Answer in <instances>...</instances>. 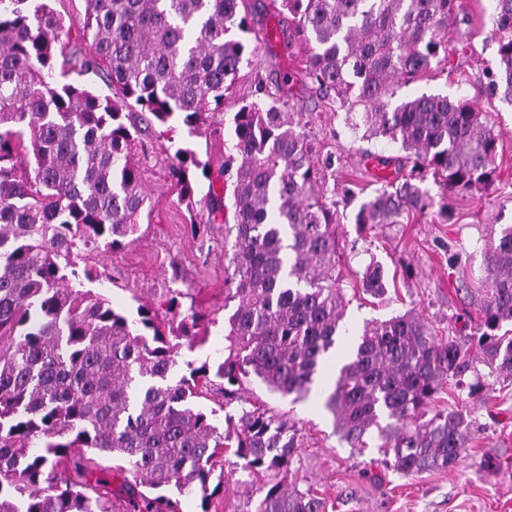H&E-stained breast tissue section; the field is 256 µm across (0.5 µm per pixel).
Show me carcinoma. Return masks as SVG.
Wrapping results in <instances>:
<instances>
[{
    "label": "carcinoma",
    "instance_id": "cac0c4a2",
    "mask_svg": "<svg viewBox=\"0 0 512 512\" xmlns=\"http://www.w3.org/2000/svg\"><path fill=\"white\" fill-rule=\"evenodd\" d=\"M76 22L85 46L70 70L112 86L100 94L79 81L54 80L64 52V19L49 0H0V512H114L72 449L117 459L133 512H177V496L207 495L215 457L236 441L242 468L255 476L288 470L294 426L242 401L245 379L294 401L336 350L345 304L336 276L337 207L326 202L320 158L302 128L306 113L263 91L233 116L235 251L226 299L228 355L176 376L182 346L200 344L198 316L159 321L146 304L130 317L86 284L82 254L115 250L139 228L147 195L139 135L179 121L189 132L224 104L226 83L254 53L239 0H86ZM309 48L306 77L333 96L368 139L398 142L428 170L442 194L488 190L496 180L497 135L465 99L422 94L392 103L394 86L422 78L448 58L456 0H281ZM493 94L512 103V0L493 17ZM201 162L178 148L169 176L188 211ZM432 204L423 178L384 182L359 207L356 224H399ZM491 288L472 340L499 375L512 378V224L484 258ZM385 294L383 266L360 280ZM467 351L437 338L408 311L365 326L353 350L336 357L324 398L336 432L379 447L405 476L454 466L467 447L470 412L435 408L449 380L465 383ZM220 380L225 423L196 400L209 375ZM311 489L270 484L255 512H323Z\"/></svg>",
    "mask_w": 512,
    "mask_h": 512
}]
</instances>
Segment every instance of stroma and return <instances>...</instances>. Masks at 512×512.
<instances>
[{
	"label": "stroma",
	"instance_id": "1",
	"mask_svg": "<svg viewBox=\"0 0 512 512\" xmlns=\"http://www.w3.org/2000/svg\"><path fill=\"white\" fill-rule=\"evenodd\" d=\"M460 13L450 25L453 46L446 65L428 78L398 86L396 99L440 93L468 99L498 137L495 164L498 180L486 191L455 195L451 215L439 205L403 217L398 224H377L358 231L355 215L362 197L381 185L374 160L387 161L388 177L409 175L412 162L399 144L383 138L363 140L352 130L336 102L320 99L304 78L308 49L296 39L280 36L266 42L262 31L270 22L291 23L280 0H241L239 12L248 24L247 39L257 50L224 93L222 111L214 113L196 133L182 124L172 132L153 133L142 173L148 201L140 229L116 250L86 253L83 263L102 273L98 290L114 308L134 313L138 304L159 307L169 290L181 291L183 313L198 312L206 338L194 349H182L177 374L189 366L216 364L226 354L224 280L231 274L235 237L233 183L224 173V159L233 150L232 117L243 101L255 99L259 88L290 99L296 108L314 113L304 132L319 154L336 157L329 183L351 185L355 199L339 206L336 273L346 301V331L340 352L356 344L367 321L384 320L415 310L437 335L467 342L480 322L487 296L484 252L501 225L512 224V104L490 94L486 73L494 64L491 16L496 0H458ZM189 147L206 165L196 177L195 214H188L179 190L167 176L175 149ZM223 194L220 212H212L210 190ZM381 262L388 279L385 296L363 294L365 267ZM466 380L481 379L477 397L455 384L445 385L437 404L471 413L469 442L457 464L448 470L405 476L378 449L376 436L364 448L350 447L336 433L333 419L320 403L289 399L269 392L258 380H245L242 396L262 405L269 415L294 425L299 446L281 478L299 489L310 488L326 501V512H512V379L493 373L478 348ZM226 456L224 472L213 476L207 494L196 491L179 498V512H255L264 485Z\"/></svg>",
	"mask_w": 512,
	"mask_h": 512
}]
</instances>
